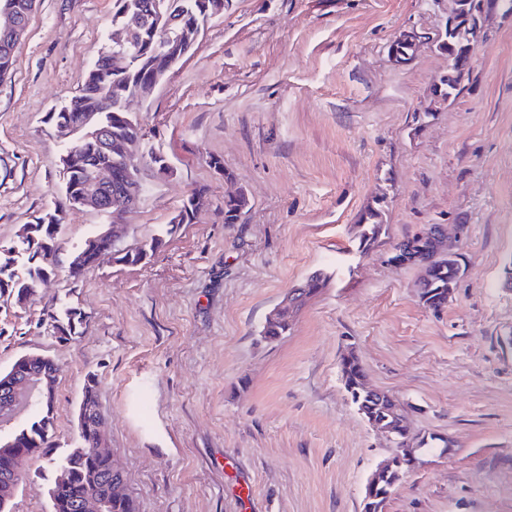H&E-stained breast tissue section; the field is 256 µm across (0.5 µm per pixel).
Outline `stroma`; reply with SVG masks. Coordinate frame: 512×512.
<instances>
[{"instance_id": "stroma-1", "label": "stroma", "mask_w": 512, "mask_h": 512, "mask_svg": "<svg viewBox=\"0 0 512 512\" xmlns=\"http://www.w3.org/2000/svg\"><path fill=\"white\" fill-rule=\"evenodd\" d=\"M455 0H224L190 52L133 103L171 176L143 165L123 248L165 233L137 266L102 255L69 265L110 218L65 201L64 142L48 120L74 96L112 31L113 0H38L13 71L0 79V250L51 205L62 212L54 271L25 305L0 293V371L36 353L58 366L53 440L77 438L88 378L104 444L141 512H363L366 484L395 447L352 404L339 360L422 452L385 512H512V16L486 4L456 97L438 44ZM416 39L409 62L391 44ZM219 158L224 172L210 164ZM232 180H225V173ZM246 189L238 223L224 196ZM202 191L190 224L170 228ZM379 207L383 230L357 252ZM465 224L463 273L425 307L416 268L386 262L431 224ZM316 271L328 277L287 336L270 312ZM68 305V339L48 325ZM52 473L24 468L13 512H50ZM81 313L76 308L64 306L58 309L56 312L49 314V326L52 328L54 334L62 336H69L75 334L76 323L81 320Z\"/></svg>"}]
</instances>
